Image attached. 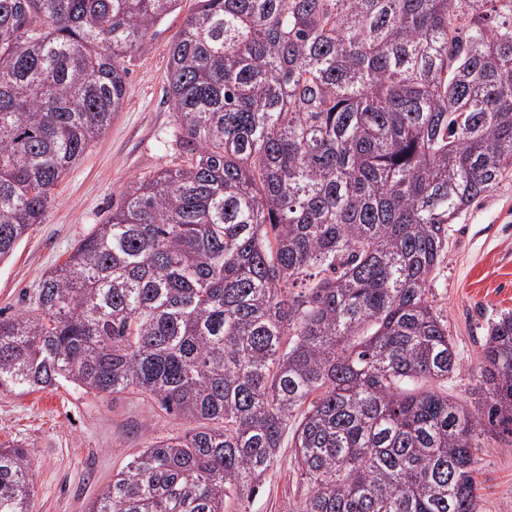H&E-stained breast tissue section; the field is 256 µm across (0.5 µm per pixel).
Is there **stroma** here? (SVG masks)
Segmentation results:
<instances>
[{
    "mask_svg": "<svg viewBox=\"0 0 512 512\" xmlns=\"http://www.w3.org/2000/svg\"><path fill=\"white\" fill-rule=\"evenodd\" d=\"M195 0L167 15L128 64L127 95L109 129L53 191L43 223L0 261V312L30 310L47 272L102 223L135 178L153 175L182 155L166 95L168 48ZM427 297L448 324L459 367L448 393L479 400V353L493 318L512 312V169L448 227V249L428 282ZM140 391L116 397L70 384L27 394L0 392V445L20 444L34 456L33 512H87L131 454L184 429ZM475 473L481 512H512V441L481 439ZM284 433L278 465L257 494L226 501L225 512H298L309 487Z\"/></svg>",
    "mask_w": 512,
    "mask_h": 512,
    "instance_id": "stroma-1",
    "label": "stroma"
}]
</instances>
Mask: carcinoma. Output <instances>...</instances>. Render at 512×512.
<instances>
[{
  "mask_svg": "<svg viewBox=\"0 0 512 512\" xmlns=\"http://www.w3.org/2000/svg\"><path fill=\"white\" fill-rule=\"evenodd\" d=\"M180 4L0 0V261ZM166 80L182 163L0 314V391L137 389L187 424L88 512H224L293 419L300 512H478L480 439L512 438V313L474 413L434 388L458 355L426 291L512 167V0H197ZM33 467L0 448V512H32Z\"/></svg>",
  "mask_w": 512,
  "mask_h": 512,
  "instance_id": "obj_1",
  "label": "carcinoma"
}]
</instances>
